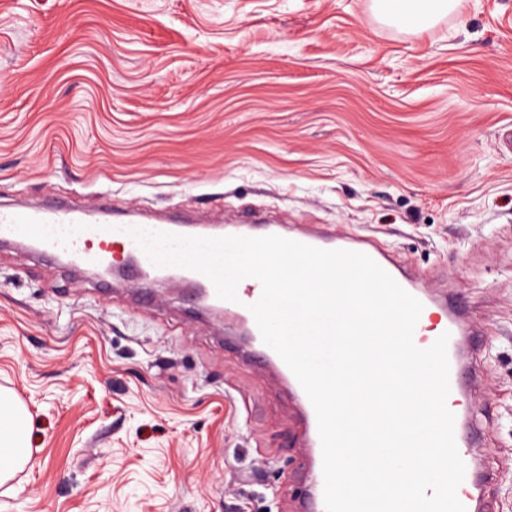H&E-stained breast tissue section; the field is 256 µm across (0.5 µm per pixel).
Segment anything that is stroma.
Wrapping results in <instances>:
<instances>
[{"label": "stroma", "mask_w": 512, "mask_h": 512, "mask_svg": "<svg viewBox=\"0 0 512 512\" xmlns=\"http://www.w3.org/2000/svg\"><path fill=\"white\" fill-rule=\"evenodd\" d=\"M512 0L433 25L373 0H0V199L264 209L372 233L486 329L482 454L512 512ZM138 307L0 247V388L31 458L0 512H285L296 409L192 292Z\"/></svg>", "instance_id": "1"}]
</instances>
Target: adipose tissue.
<instances>
[{
    "mask_svg": "<svg viewBox=\"0 0 512 512\" xmlns=\"http://www.w3.org/2000/svg\"><path fill=\"white\" fill-rule=\"evenodd\" d=\"M457 0H374V8L385 22L419 29L452 11ZM30 421L14 396L0 390V484L28 463Z\"/></svg>",
    "mask_w": 512,
    "mask_h": 512,
    "instance_id": "adipose-tissue-1",
    "label": "adipose tissue"
}]
</instances>
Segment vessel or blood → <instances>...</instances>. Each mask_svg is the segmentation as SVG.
Wrapping results in <instances>:
<instances>
[{"label":"vessel or blood","instance_id":"vessel-or-blood-1","mask_svg":"<svg viewBox=\"0 0 512 512\" xmlns=\"http://www.w3.org/2000/svg\"><path fill=\"white\" fill-rule=\"evenodd\" d=\"M134 229L166 232L180 236L204 237L208 230L190 221L166 217H148L136 213L121 215L90 210L68 203L30 205L24 202L0 204V243H17L38 255L66 263H81L101 268L112 259L113 245L127 248V262L137 274L148 279L158 274L155 265L131 237ZM227 236L263 237L277 235L324 250H351L371 257L422 306L423 318L416 330L422 347H430L435 337L448 335L450 393L447 406L455 417L454 437L465 477L458 488L459 500L466 512H496L490 495L495 480L493 472L481 462V447L485 434L483 421L473 414L467 402L477 383L476 358L483 345L466 315L467 308L457 293L450 289L435 291L424 286L420 276L398 255L386 248L371 234H337L325 225L298 226L250 222L243 220L225 225ZM178 281L199 288L206 303L223 310L229 321L235 322L239 335L225 337L228 345L237 346L246 359L256 362L259 369L273 372L286 387L302 421L303 445L308 450L304 463L305 495L299 499L300 512H326L322 448L314 408L295 375L280 356L264 343L249 306L259 300L262 287L258 280L243 279L237 287V301L218 298L211 280L200 272L178 268Z\"/></svg>","mask_w":512,"mask_h":512}]
</instances>
